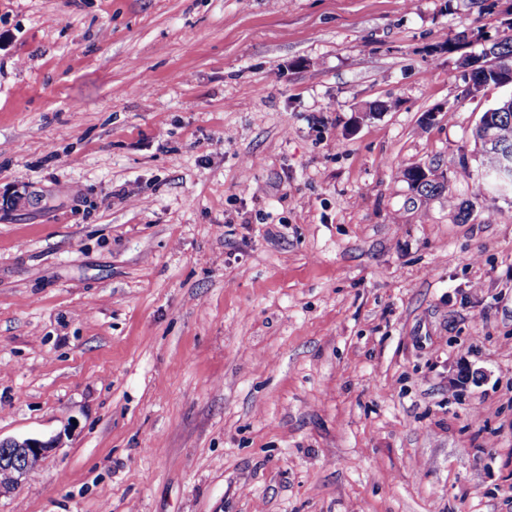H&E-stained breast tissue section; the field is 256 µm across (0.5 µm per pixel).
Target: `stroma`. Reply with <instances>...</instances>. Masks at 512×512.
<instances>
[{"mask_svg": "<svg viewBox=\"0 0 512 512\" xmlns=\"http://www.w3.org/2000/svg\"><path fill=\"white\" fill-rule=\"evenodd\" d=\"M508 34L512 0H0V441L57 442L0 512H512L472 137L512 88L461 65Z\"/></svg>", "mask_w": 512, "mask_h": 512, "instance_id": "stroma-1", "label": "stroma"}]
</instances>
